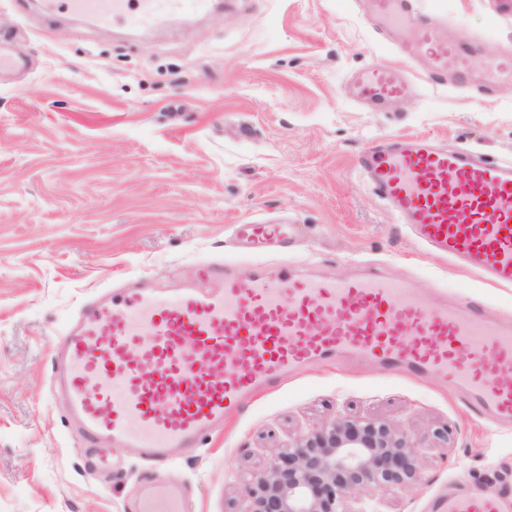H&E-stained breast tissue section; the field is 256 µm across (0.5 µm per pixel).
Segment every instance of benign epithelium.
<instances>
[{"instance_id":"7a95c632","label":"benign epithelium","mask_w":512,"mask_h":512,"mask_svg":"<svg viewBox=\"0 0 512 512\" xmlns=\"http://www.w3.org/2000/svg\"><path fill=\"white\" fill-rule=\"evenodd\" d=\"M422 465L400 427L338 417L274 451L244 488L246 512H380L378 495L415 483Z\"/></svg>"}]
</instances>
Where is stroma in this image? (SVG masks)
<instances>
[{
    "label": "stroma",
    "mask_w": 512,
    "mask_h": 512,
    "mask_svg": "<svg viewBox=\"0 0 512 512\" xmlns=\"http://www.w3.org/2000/svg\"><path fill=\"white\" fill-rule=\"evenodd\" d=\"M438 43L512 45V0H416ZM28 62L0 72V512H133L145 474L182 484L185 512H245L244 486L272 451L338 416L400 425L420 447L419 482L384 512H432L463 482L512 491V427L470 414L447 381L347 356L306 368L231 410L199 448L154 465L113 447L90 470L50 380L54 341L83 302L126 280L200 283V268L282 260L308 275L369 267L426 293L465 294L512 322L493 288L427 253L353 169L383 135H427L512 160V81L415 75L373 112L349 80L402 66L411 29L382 30L362 0H223L212 16L104 29L0 0V35ZM288 220L284 248L242 252L240 224Z\"/></svg>",
    "instance_id": "35a3bbf8"
}]
</instances>
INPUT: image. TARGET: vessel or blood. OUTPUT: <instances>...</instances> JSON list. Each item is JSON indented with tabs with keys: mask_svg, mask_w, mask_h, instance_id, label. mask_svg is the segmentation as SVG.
Wrapping results in <instances>:
<instances>
[{
	"mask_svg": "<svg viewBox=\"0 0 512 512\" xmlns=\"http://www.w3.org/2000/svg\"><path fill=\"white\" fill-rule=\"evenodd\" d=\"M212 2L42 0V8L135 28L208 13ZM370 4L386 25L412 26L415 38L402 52L431 50L434 83L469 75L471 46L437 45L439 18L418 16L413 0ZM356 83L372 101L403 86L386 67L361 72ZM357 173L419 243L491 285L512 286V161L394 135L364 152ZM202 273V289L129 288L89 299L56 337L55 386L86 447L105 440L165 461L223 425L231 405L342 355L452 381L473 414L512 424V324L494 322L482 301L433 308L370 270L320 278L284 265L273 276L259 267L241 276L210 262ZM182 497L181 488L144 477L140 512H183ZM434 512H512V496L465 490Z\"/></svg>",
	"mask_w": 512,
	"mask_h": 512,
	"instance_id": "b4317fda",
	"label": "vessel or blood"
}]
</instances>
